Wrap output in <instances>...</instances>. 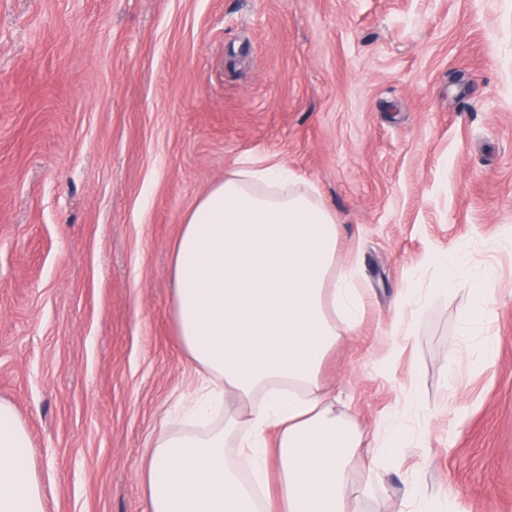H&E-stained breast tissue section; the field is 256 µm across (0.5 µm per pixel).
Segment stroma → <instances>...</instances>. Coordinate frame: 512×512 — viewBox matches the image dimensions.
I'll return each instance as SVG.
<instances>
[{"label": "stroma", "instance_id": "35a3bbf8", "mask_svg": "<svg viewBox=\"0 0 512 512\" xmlns=\"http://www.w3.org/2000/svg\"><path fill=\"white\" fill-rule=\"evenodd\" d=\"M285 163L338 221L365 315L321 380L362 431L419 389L385 492L414 478L512 512V252L481 364L464 293L390 334L430 255L512 229V0H0V399L47 512H145L138 470L194 387L169 275L186 213L235 162ZM495 351V342L491 338H482L475 346H472L462 337L460 343L450 349L451 359L461 360L466 358L471 363H479L489 359Z\"/></svg>", "mask_w": 512, "mask_h": 512}]
</instances>
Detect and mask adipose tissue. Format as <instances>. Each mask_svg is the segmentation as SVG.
Instances as JSON below:
<instances>
[{"label": "adipose tissue", "instance_id": "obj_1", "mask_svg": "<svg viewBox=\"0 0 512 512\" xmlns=\"http://www.w3.org/2000/svg\"><path fill=\"white\" fill-rule=\"evenodd\" d=\"M336 216L287 166L240 158L187 212L170 265L172 310L198 382L185 427L162 428L141 469L149 512H360L377 484L354 488L355 457L376 475L417 441L407 413L366 435L320 382L322 364L365 312L352 270L337 269ZM428 288H403L393 315L399 346L418 311L463 291L452 359L479 363L491 267L467 246L431 255ZM247 407L227 415L226 395ZM236 458H229L227 443ZM0 512H46L33 444L17 408L0 400Z\"/></svg>", "mask_w": 512, "mask_h": 512}]
</instances>
